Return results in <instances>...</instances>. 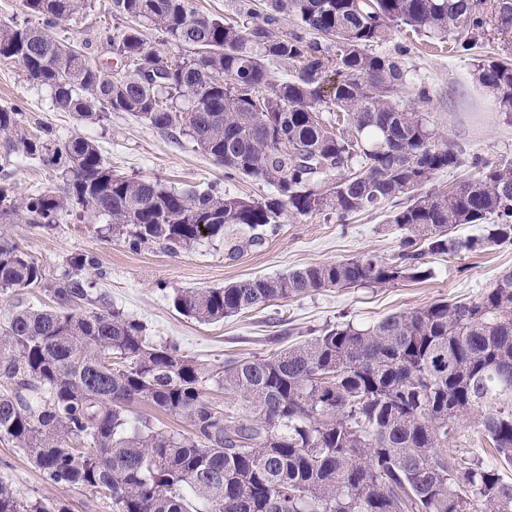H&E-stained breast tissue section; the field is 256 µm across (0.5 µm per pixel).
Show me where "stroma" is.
Segmentation results:
<instances>
[{"mask_svg": "<svg viewBox=\"0 0 512 512\" xmlns=\"http://www.w3.org/2000/svg\"><path fill=\"white\" fill-rule=\"evenodd\" d=\"M110 0H92L89 9L54 28L53 36L81 47L97 64L120 73L121 62L109 42L122 19L108 11ZM406 45L404 57L411 81L403 102L423 104L435 129L463 151L491 161L512 160V115L499 112L491 97L471 79L475 63L500 56L502 44L486 33L480 47L451 52L432 47L426 39L394 34L383 51ZM12 107L31 121L47 125L53 133L80 134L93 141L115 174L152 179L178 190L204 192L215 188L238 196L261 198L271 187L246 178L227 179L222 166L201 152L188 137H173L124 112H106L92 123L56 111L49 87L30 82L17 63L0 58V107ZM58 174L30 159L0 166V186L20 198L35 191L57 190ZM386 211L359 214L349 221L335 215L296 216L284 212L277 229L267 231L262 246L249 247L228 257L223 241L205 239L191 249L171 255L157 246L134 252L107 232L109 219L77 208L60 224L41 230L24 223H0V234L20 244L54 279L69 268L72 257L92 253L99 271L92 277L95 292L107 293L115 308L139 318L156 343L175 344L182 354L207 371H218L230 356L268 355L306 339L310 331L353 321L371 325L393 313L409 312L439 300L472 299L493 283L497 274L512 269V245L477 247L459 255H430L425 259L431 275L423 282H402L383 288H330L296 302L272 306L200 324L180 315L172 297L184 288H219L257 276L285 274L316 263L344 261L357 256L384 258L397 251L400 234L387 224ZM0 480L32 500H62L72 512H112L93 490L81 486L47 485L27 456L0 441Z\"/></svg>", "mask_w": 512, "mask_h": 512, "instance_id": "1", "label": "stroma"}]
</instances>
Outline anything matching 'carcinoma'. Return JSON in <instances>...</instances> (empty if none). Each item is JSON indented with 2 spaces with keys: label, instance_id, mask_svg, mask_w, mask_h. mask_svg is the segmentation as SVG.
Masks as SVG:
<instances>
[{
  "label": "carcinoma",
  "instance_id": "1",
  "mask_svg": "<svg viewBox=\"0 0 512 512\" xmlns=\"http://www.w3.org/2000/svg\"><path fill=\"white\" fill-rule=\"evenodd\" d=\"M42 20L0 23V57L55 90L54 106L94 122L128 112L178 130L224 166L273 188L261 199L214 189L179 191L113 173L99 149L72 134L21 130L22 113L0 107L4 160L39 159L60 171L63 191L16 199L0 187V220L43 229L76 204L110 219L129 248L175 254L202 237L233 256L264 242L285 210L349 217L389 209L398 252L360 256L242 280L185 288L175 310L214 323L300 300L327 288L386 287L426 276L424 258L479 243L512 244V163L470 162L429 113L399 101L403 57L374 51L393 31L450 41L469 51L488 30L512 48V0H264V9L219 20L189 0H111L126 20L112 37L125 63L118 77L76 45L46 32L91 0H22ZM291 17L300 31L277 35ZM162 42L191 50L161 82L145 75ZM295 75L272 80L267 61ZM473 80L512 112V59L475 64ZM469 165L448 189L424 192L433 176ZM334 181H328L329 177ZM485 225L462 242L449 230ZM93 254L63 279L15 241L0 237V293L39 291L50 304L15 310L0 326V441L22 450L47 483L91 488L112 512H512V269L468 301L441 300L373 325L343 322L268 356L229 357L212 373L140 320L93 295ZM224 402L209 398L212 387ZM135 404L176 416L185 432L156 427ZM468 421L498 464L449 444ZM0 512H69L30 501L0 481Z\"/></svg>",
  "mask_w": 512,
  "mask_h": 512
}]
</instances>
